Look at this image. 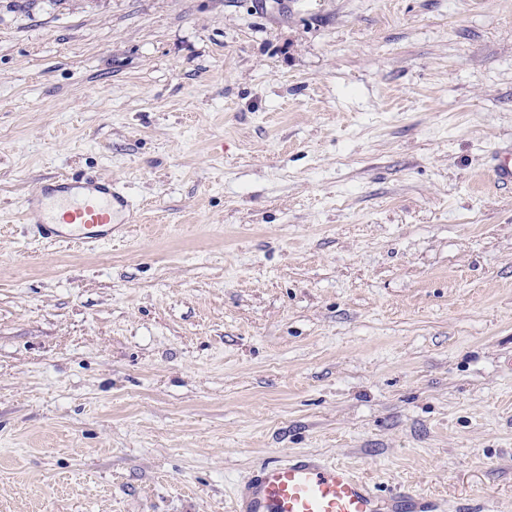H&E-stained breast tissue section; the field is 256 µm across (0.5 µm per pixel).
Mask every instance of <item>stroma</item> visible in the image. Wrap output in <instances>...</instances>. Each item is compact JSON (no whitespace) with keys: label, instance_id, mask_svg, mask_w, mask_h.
Returning <instances> with one entry per match:
<instances>
[{"label":"stroma","instance_id":"stroma-1","mask_svg":"<svg viewBox=\"0 0 512 512\" xmlns=\"http://www.w3.org/2000/svg\"><path fill=\"white\" fill-rule=\"evenodd\" d=\"M512 0H0V512H232L308 454L512 512ZM112 179L83 251L19 210ZM132 207L112 179L54 175L28 193L22 216L44 239L95 248L112 243L116 224H137L126 220Z\"/></svg>","mask_w":512,"mask_h":512}]
</instances>
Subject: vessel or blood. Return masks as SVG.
Wrapping results in <instances>:
<instances>
[{
	"label": "vessel or blood",
	"mask_w": 512,
	"mask_h": 512,
	"mask_svg": "<svg viewBox=\"0 0 512 512\" xmlns=\"http://www.w3.org/2000/svg\"><path fill=\"white\" fill-rule=\"evenodd\" d=\"M22 208L43 238L95 248L111 243L132 203L111 180L54 175ZM234 512H438V504L404 488L384 498L346 466L291 456L264 461L238 488Z\"/></svg>",
	"instance_id": "b4317fda"
}]
</instances>
